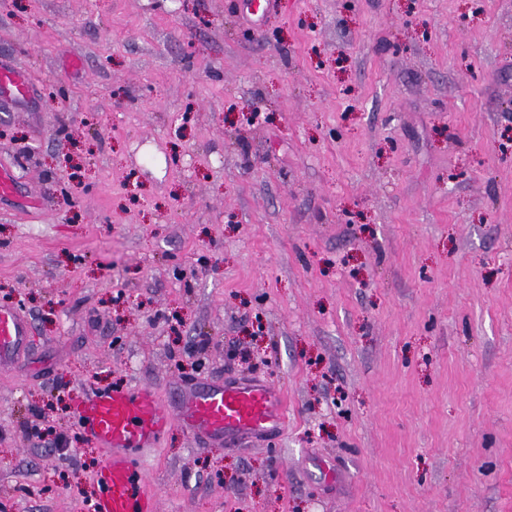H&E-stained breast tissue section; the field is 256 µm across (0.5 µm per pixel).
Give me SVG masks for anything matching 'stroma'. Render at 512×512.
<instances>
[{
    "label": "stroma",
    "instance_id": "stroma-1",
    "mask_svg": "<svg viewBox=\"0 0 512 512\" xmlns=\"http://www.w3.org/2000/svg\"><path fill=\"white\" fill-rule=\"evenodd\" d=\"M241 3L0 0L35 89L0 97V299L33 329L0 512L96 496L85 394L239 376L285 430L172 426L159 512H512V0Z\"/></svg>",
    "mask_w": 512,
    "mask_h": 512
}]
</instances>
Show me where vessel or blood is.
<instances>
[{
  "instance_id": "b4317fda",
  "label": "vessel or blood",
  "mask_w": 512,
  "mask_h": 512,
  "mask_svg": "<svg viewBox=\"0 0 512 512\" xmlns=\"http://www.w3.org/2000/svg\"><path fill=\"white\" fill-rule=\"evenodd\" d=\"M0 94L30 98L33 87L27 73L0 64ZM32 335L24 312L11 304L0 305V365L23 363ZM78 417L84 435L108 451L88 512H156L157 491L146 481L141 450L174 425L209 448L264 439L281 431L286 402L270 382L236 379L182 388L170 409L146 388L96 392L83 399Z\"/></svg>"
}]
</instances>
